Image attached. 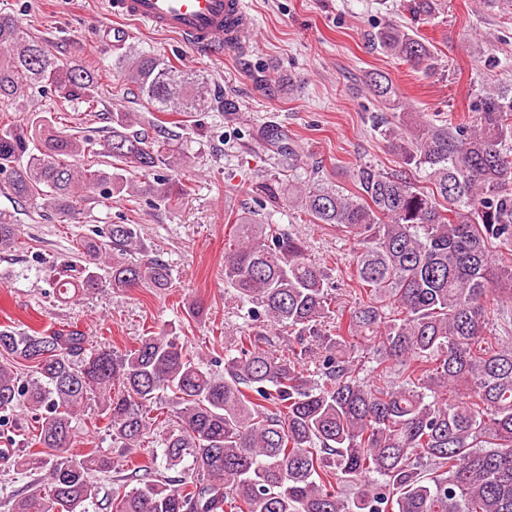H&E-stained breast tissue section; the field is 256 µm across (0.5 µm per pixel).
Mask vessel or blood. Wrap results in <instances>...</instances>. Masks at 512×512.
I'll return each mask as SVG.
<instances>
[{
    "label": "vessel or blood",
    "instance_id": "obj_1",
    "mask_svg": "<svg viewBox=\"0 0 512 512\" xmlns=\"http://www.w3.org/2000/svg\"><path fill=\"white\" fill-rule=\"evenodd\" d=\"M109 15L149 24L211 56L246 47L251 24L245 0H109Z\"/></svg>",
    "mask_w": 512,
    "mask_h": 512
}]
</instances>
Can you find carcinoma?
<instances>
[{"label": "carcinoma", "instance_id": "1", "mask_svg": "<svg viewBox=\"0 0 512 512\" xmlns=\"http://www.w3.org/2000/svg\"><path fill=\"white\" fill-rule=\"evenodd\" d=\"M437 0H406L414 18ZM377 45L423 76L439 56L410 28L387 22ZM124 80L159 112L208 108L207 82L145 52L122 61ZM369 91L393 107L376 127L402 169L359 168L358 194L304 179L288 158V202L311 224L355 244L357 301L332 307L325 267L294 233L256 215L237 218L224 251V280L247 307L239 335L224 337V376L197 361L180 338L151 331L120 352L90 344L76 326L49 334L0 329V438L27 448L14 466L47 476L15 496L11 512H89L95 475L112 467L100 448L76 457L75 424L91 406L107 419L114 448L152 439L164 469L147 467L112 512H512V336L493 333L512 302V86L489 87L466 123L406 122L392 79L368 75ZM93 80L50 53L15 17L0 14V104L36 90L88 103ZM112 113V132L77 136L33 111L0 123V184L34 208L77 221L94 194L145 193L171 207L189 191L186 160ZM100 149H95V146ZM106 158V167L84 163ZM424 174L428 190L411 172ZM50 266L58 296L103 287L171 285L169 265L128 255L143 249L133 224H108ZM15 216L0 212V251L18 247ZM288 339L274 349L258 322ZM28 364L23 377L8 359ZM173 405L163 419L152 413ZM34 414L17 438L19 406ZM36 451H31V448ZM189 466L177 477L171 470ZM355 487L352 500L339 488Z\"/></svg>", "mask_w": 512, "mask_h": 512}]
</instances>
